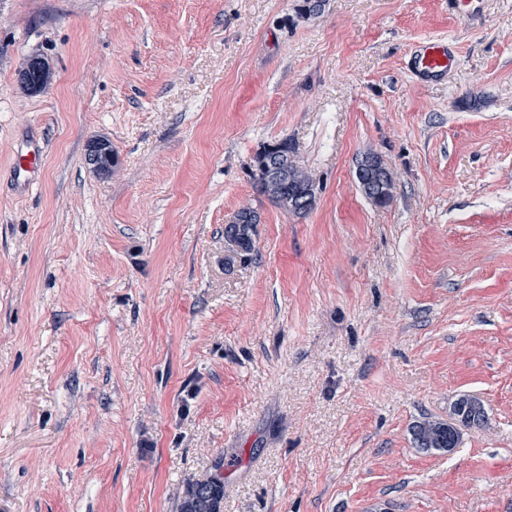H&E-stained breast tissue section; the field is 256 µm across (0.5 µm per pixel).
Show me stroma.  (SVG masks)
I'll return each mask as SVG.
<instances>
[{
	"label": "stroma",
	"instance_id": "obj_1",
	"mask_svg": "<svg viewBox=\"0 0 512 512\" xmlns=\"http://www.w3.org/2000/svg\"><path fill=\"white\" fill-rule=\"evenodd\" d=\"M299 2L0 0V512H177L219 460L224 512H512V0ZM282 138L304 216L256 200ZM253 205L243 263L224 226ZM463 394L489 426L414 448ZM416 58L419 74L431 79L443 77L455 61L448 51V44L442 40L424 42ZM37 59L38 57L29 59L24 69L19 72V83L23 91L34 92L47 78L46 71ZM45 147L37 138H27L14 152L11 167L14 179L21 189L33 186L44 168ZM85 160L93 169L104 172L114 166L117 161L112 147L101 142H93L89 145ZM356 180L361 192L371 200L379 204L390 202L392 177L377 154L369 152L362 156Z\"/></svg>",
	"mask_w": 512,
	"mask_h": 512
}]
</instances>
